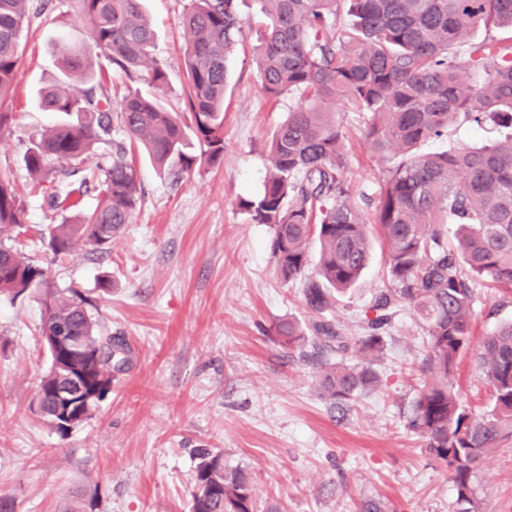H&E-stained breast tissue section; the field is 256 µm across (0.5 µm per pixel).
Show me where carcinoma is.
<instances>
[{"mask_svg": "<svg viewBox=\"0 0 512 512\" xmlns=\"http://www.w3.org/2000/svg\"><path fill=\"white\" fill-rule=\"evenodd\" d=\"M30 2L0 0V131L12 120ZM74 2L88 39L58 46L60 77L41 97L44 110L72 120L42 133L23 157L35 176L30 191L50 210L70 212L42 235L52 261L68 258L80 241L105 252L132 221L141 186L127 143L112 138L113 120L159 167L175 160L190 172L202 161L221 163L227 61L252 37L264 94L294 98L273 131L263 191L238 200L254 223L272 228L277 272L286 282L300 276L317 234L316 275L304 280L303 297L324 314L365 269L369 225L378 226L387 248L392 287L372 306L376 316L367 319L366 334L350 344L332 324L315 325L326 356L316 379L319 395L348 407L374 386L371 366L342 357L352 345L362 358H377L397 308H412L429 338V380L409 426L424 440L426 456L448 469L456 512H481L476 471L512 436V320L484 339L476 357L490 386L487 409L467 406L452 375L471 346L473 277L512 292V41L471 43L469 36L482 25L512 32V0H190L183 17L191 35L184 56L187 123L137 87L118 102L98 91L110 77L106 64L156 90L167 85L142 0ZM245 5L261 16L258 26L244 16ZM340 112L366 117L364 139L387 162L370 195L354 191L348 178ZM488 124L505 133L492 142L417 151L423 142L448 138L454 126ZM188 129L207 147L204 156L184 151ZM96 145L95 166L83 167ZM92 190L96 203L80 206ZM27 221L17 189L0 177V295L39 291L41 335L68 346L65 375L48 352L50 366L32 405L65 434L111 390L127 348L121 337L101 334L76 289L52 284L47 270L18 249ZM198 456L190 512H255L244 470L226 467L223 454L209 448Z\"/></svg>", "mask_w": 512, "mask_h": 512, "instance_id": "1", "label": "carcinoma"}]
</instances>
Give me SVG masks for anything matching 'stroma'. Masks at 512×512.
<instances>
[{
  "instance_id": "stroma-1",
  "label": "stroma",
  "mask_w": 512,
  "mask_h": 512,
  "mask_svg": "<svg viewBox=\"0 0 512 512\" xmlns=\"http://www.w3.org/2000/svg\"><path fill=\"white\" fill-rule=\"evenodd\" d=\"M189 0H145L156 55L168 86L143 93L183 113L182 25ZM87 35L69 0H51L31 15L22 40L20 80L10 129L0 132V176L26 194L28 224L19 246L51 281L87 300L104 335L124 337L130 363L92 417L59 434L31 409L49 367L41 344L37 294L0 296V512H64L93 498L95 512H188L197 451L223 452L243 469L257 512H455L448 471L424 453L408 427L425 375L428 338L416 313L402 307L384 332L372 368L379 381L341 412L320 399L321 352L313 336L290 345L276 333L293 320L311 327L302 284L281 280L271 258L273 231L253 223L239 198L257 194L269 167L268 142L288 110L256 77L254 42L244 39L228 61L224 101V159L181 173L158 169L141 151L133 161L143 194L131 224L110 251L77 246L55 264L36 230L60 223L42 198L27 195L23 157L44 128L60 121L44 111L39 93L58 70L60 40ZM355 189L371 190L384 166L362 137L364 119L343 118ZM358 284L337 298L328 320L350 337L364 335L376 297L389 288L386 249L374 239ZM110 291H102V280ZM474 342L512 319V294L475 285ZM454 383L464 403L485 409L489 388L472 355L457 364ZM483 512H512V436L476 473Z\"/></svg>"
}]
</instances>
